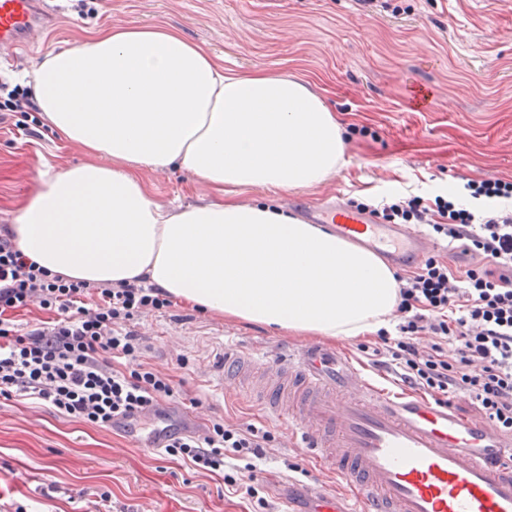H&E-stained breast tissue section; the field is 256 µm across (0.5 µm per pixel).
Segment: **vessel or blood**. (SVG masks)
Returning a JSON list of instances; mask_svg holds the SVG:
<instances>
[{
  "label": "vessel or blood",
  "mask_w": 512,
  "mask_h": 512,
  "mask_svg": "<svg viewBox=\"0 0 512 512\" xmlns=\"http://www.w3.org/2000/svg\"><path fill=\"white\" fill-rule=\"evenodd\" d=\"M51 18L42 0H0V63L11 64ZM300 213L401 267L417 266L432 247L408 225L335 200ZM218 386L287 421L320 471L335 475L337 490L314 492L310 512H512V436L432 397L375 385L340 353L228 345Z\"/></svg>",
  "instance_id": "obj_1"
}]
</instances>
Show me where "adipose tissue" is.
Returning a JSON list of instances; mask_svg holds the SVG:
<instances>
[{
    "label": "adipose tissue",
    "instance_id": "ef3b65f1",
    "mask_svg": "<svg viewBox=\"0 0 512 512\" xmlns=\"http://www.w3.org/2000/svg\"><path fill=\"white\" fill-rule=\"evenodd\" d=\"M39 112L84 163L46 167L12 219L18 249L91 283L146 278L232 322L327 338L387 328L399 281L376 254L237 190L303 191L335 176L344 122L302 76L228 70L161 25L104 27L27 74ZM179 169L211 200L154 202L145 175Z\"/></svg>",
    "mask_w": 512,
    "mask_h": 512
}]
</instances>
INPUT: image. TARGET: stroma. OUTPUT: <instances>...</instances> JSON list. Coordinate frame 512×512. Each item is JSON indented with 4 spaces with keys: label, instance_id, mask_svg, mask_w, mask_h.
Masks as SVG:
<instances>
[{
    "label": "stroma",
    "instance_id": "1",
    "mask_svg": "<svg viewBox=\"0 0 512 512\" xmlns=\"http://www.w3.org/2000/svg\"><path fill=\"white\" fill-rule=\"evenodd\" d=\"M158 24L181 30L226 67H268L311 78L330 107L355 130L344 164L314 190L274 192L288 213L336 193L373 205L397 195L451 197L459 182L512 180V0H63L56 24L35 48L20 51L6 75H19L52 51L74 48L105 26ZM368 127L369 135L357 130ZM49 127L0 128V225L10 223L39 187L43 165L83 162ZM152 198L169 207L207 199L180 170L148 173ZM149 362L178 391L168 406L183 419L189 398L197 418L221 417L274 433L257 463L264 496L307 507L317 470L286 422L270 420L211 382L224 343L270 351L301 338L260 325L231 323L178 304L138 324ZM362 338L316 339L351 357L378 384L393 375L374 367ZM156 420L132 431L86 426L30 403L0 400V512H73L74 503L105 493L112 512H266L232 494L222 476L201 474L155 451Z\"/></svg>",
    "mask_w": 512,
    "mask_h": 512
}]
</instances>
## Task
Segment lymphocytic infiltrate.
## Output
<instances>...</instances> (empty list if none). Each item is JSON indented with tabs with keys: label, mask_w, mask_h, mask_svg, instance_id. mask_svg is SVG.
Wrapping results in <instances>:
<instances>
[{
	"label": "lymphocytic infiltrate",
	"mask_w": 512,
	"mask_h": 512,
	"mask_svg": "<svg viewBox=\"0 0 512 512\" xmlns=\"http://www.w3.org/2000/svg\"><path fill=\"white\" fill-rule=\"evenodd\" d=\"M389 224H422L480 262L456 274L431 256L400 277L395 334L380 331L376 364L448 403L468 396L480 415L512 433V209L486 215L444 197H399L375 212ZM0 227V398L34 400L72 421L108 428L165 417L176 394L170 374L147 362L137 322L172 305L144 283H91L49 272ZM49 318L24 331L13 316L30 306ZM274 435L208 419L198 431L157 433L160 452L195 470L220 473L227 490L258 497L256 462Z\"/></svg>",
	"instance_id": "1"
}]
</instances>
